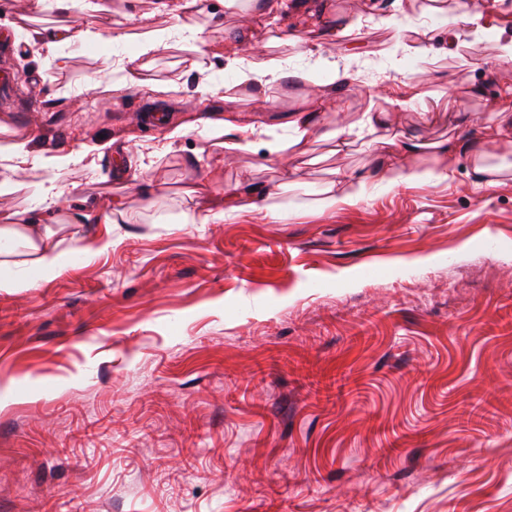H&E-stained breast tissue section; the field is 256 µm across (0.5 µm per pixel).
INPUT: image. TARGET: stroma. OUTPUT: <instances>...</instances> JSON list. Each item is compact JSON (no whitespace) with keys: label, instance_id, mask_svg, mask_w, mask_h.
I'll return each mask as SVG.
<instances>
[{"label":"stroma","instance_id":"stroma-1","mask_svg":"<svg viewBox=\"0 0 512 512\" xmlns=\"http://www.w3.org/2000/svg\"><path fill=\"white\" fill-rule=\"evenodd\" d=\"M102 36L171 30L155 0H99ZM428 0H284L278 19L249 0H199L194 21L256 31L224 43L208 77L224 117L254 133L217 149L192 130L163 151L195 105L190 48L141 60L144 79L184 90L161 105L110 91L98 48L68 47L58 69L34 33L81 20L36 0H0V72L15 87L0 123L65 154L80 139L111 149L71 165L72 210L122 199L109 251L74 255L52 279L0 288V512H512V180L475 184L468 155L452 180L376 187L321 210L315 166L284 191L275 148L291 156L293 113L329 69L339 77L318 132L373 110L420 141L486 134L512 67L495 41H452ZM512 32V0H447ZM315 24H308L309 11ZM398 27H389L388 17ZM420 39L432 57L407 56ZM280 59L310 82L233 85L230 60ZM250 177L285 206L194 223ZM164 183L152 196L146 181ZM344 375L354 396H337Z\"/></svg>","mask_w":512,"mask_h":512}]
</instances>
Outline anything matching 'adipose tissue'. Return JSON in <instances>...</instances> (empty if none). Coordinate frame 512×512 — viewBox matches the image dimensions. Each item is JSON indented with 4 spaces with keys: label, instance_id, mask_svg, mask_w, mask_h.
I'll list each match as a JSON object with an SVG mask.
<instances>
[{
    "label": "adipose tissue",
    "instance_id": "obj_1",
    "mask_svg": "<svg viewBox=\"0 0 512 512\" xmlns=\"http://www.w3.org/2000/svg\"><path fill=\"white\" fill-rule=\"evenodd\" d=\"M180 36L183 41L195 42L210 47L217 46L218 41L212 29L202 25H183L178 31L155 30L149 32L138 46L135 54L120 62H113L111 57H104L105 69L120 67L123 84L135 87L150 95L155 100L166 102L177 96L181 87L177 82L145 81L140 77L143 55L168 49L173 36ZM99 32L91 23L64 27L59 32L42 37L40 48L47 60L55 63L57 68L68 65L66 47L78 43L90 45L100 41ZM199 79L193 89L201 113L199 122L205 136L219 140L234 132L233 124L221 118L209 116L208 111L213 100L222 97L223 89L212 83L206 75L208 69L206 56H199L192 63ZM488 135L476 142L444 140L432 143L435 163L433 167L421 168L413 164L412 159L419 154L422 145L416 139L393 135L389 132L387 116L382 112H364L359 126L366 128L372 137L375 151L381 163L374 174L365 175L349 169L332 170L330 179L323 189L322 207H330L339 202L351 204L362 202L371 195L375 184L390 187L410 185L416 182L439 184L453 174V161L458 152H466L473 163L472 172L477 183L494 187L498 181L497 168L489 166L493 157H512V106L491 115ZM93 148L81 144L77 154H49L35 149L30 140L25 138L0 139V162L5 171L0 174V195L11 194L20 189L21 183L16 174L25 166L44 170L45 180L34 184L32 195L41 206V213L33 210H16L0 217V287L28 288L40 280L54 276L63 266L67 252L61 249L55 233L48 227L49 216L54 215L62 193L56 183L64 171L71 165L74 156H87ZM23 247L29 260L28 275L16 277L13 273V249Z\"/></svg>",
    "mask_w": 512,
    "mask_h": 512
}]
</instances>
